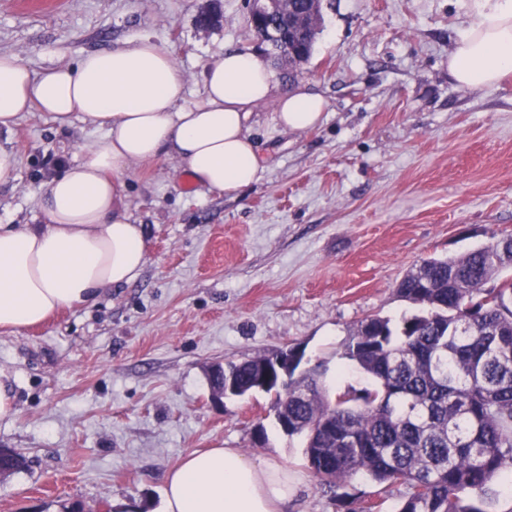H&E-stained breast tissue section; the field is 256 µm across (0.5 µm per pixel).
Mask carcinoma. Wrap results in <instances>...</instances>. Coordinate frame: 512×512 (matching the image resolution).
<instances>
[{"mask_svg": "<svg viewBox=\"0 0 512 512\" xmlns=\"http://www.w3.org/2000/svg\"><path fill=\"white\" fill-rule=\"evenodd\" d=\"M323 5L288 0L262 9L257 36L292 70L309 60L321 26L292 27L288 14ZM418 313L398 324L370 316L344 356L371 379L331 395L320 366L305 367L270 410L305 440L313 477L332 489L361 473L404 485L399 512H485L491 486L512 474V235L464 254L429 258L398 284ZM259 358L230 362L240 393Z\"/></svg>", "mask_w": 512, "mask_h": 512, "instance_id": "obj_1", "label": "carcinoma"}]
</instances>
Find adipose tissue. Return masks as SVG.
<instances>
[{"mask_svg":"<svg viewBox=\"0 0 512 512\" xmlns=\"http://www.w3.org/2000/svg\"><path fill=\"white\" fill-rule=\"evenodd\" d=\"M468 10L448 76L489 88L512 74V0H468ZM273 89L267 64L248 50L225 53L205 71L204 101L194 106L184 103L172 51L148 37L37 75L0 52V128L36 109L62 126L77 114L105 130L45 182L42 223L0 224V333L43 324L135 279L147 252L142 226L122 204L131 163L174 155L195 183L227 194L256 183L263 166L246 129L253 108L277 96L276 122L295 133L317 126L327 107L309 89ZM300 483L286 467L234 448L194 450L165 475L163 512H288Z\"/></svg>","mask_w":512,"mask_h":512,"instance_id":"ef3b65f1","label":"adipose tissue"}]
</instances>
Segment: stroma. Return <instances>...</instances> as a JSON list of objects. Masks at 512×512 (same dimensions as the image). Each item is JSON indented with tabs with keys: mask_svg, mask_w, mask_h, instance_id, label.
Returning a JSON list of instances; mask_svg holds the SVG:
<instances>
[{
	"mask_svg": "<svg viewBox=\"0 0 512 512\" xmlns=\"http://www.w3.org/2000/svg\"><path fill=\"white\" fill-rule=\"evenodd\" d=\"M218 24H197L207 6ZM252 0H0V51L33 72L149 36L169 47L186 101L224 53L269 46L251 30ZM323 25L296 77L272 65L277 91L321 94L323 122L283 131L275 101L249 133L260 180L234 195L184 189L178 157L131 164L123 203L143 225L147 261L130 283L43 325L0 334L14 409L0 448L26 468L0 476V512H162L163 478L187 453L235 448L303 478L301 512H346L375 500L398 512L405 489L355 475L315 482L299 437L277 428L258 392L215 402L216 363L303 347L328 389L362 387L342 356L360 321H399L416 306L396 292L422 260L458 256L512 235V75L483 90L448 77L470 15L461 0H325ZM103 128L25 113L0 145L17 156L0 185V224H37L35 198Z\"/></svg>",
	"mask_w": 512,
	"mask_h": 512,
	"instance_id": "35a3bbf8",
	"label": "stroma"
}]
</instances>
